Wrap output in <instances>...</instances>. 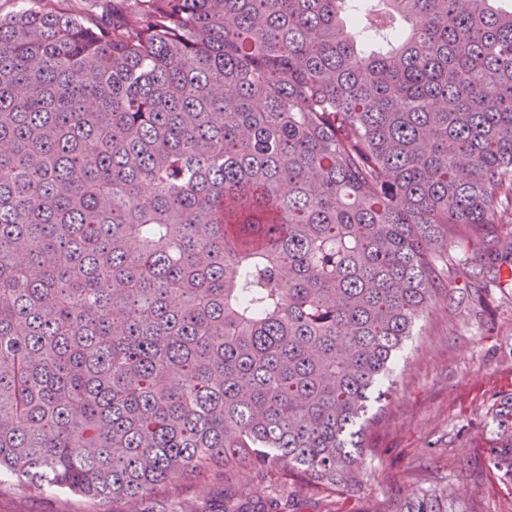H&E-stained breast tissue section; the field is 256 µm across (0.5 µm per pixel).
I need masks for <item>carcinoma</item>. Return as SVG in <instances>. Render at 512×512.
Instances as JSON below:
<instances>
[{
  "mask_svg": "<svg viewBox=\"0 0 512 512\" xmlns=\"http://www.w3.org/2000/svg\"><path fill=\"white\" fill-rule=\"evenodd\" d=\"M67 2L0 15V476L353 491L448 239L512 290V7Z\"/></svg>",
  "mask_w": 512,
  "mask_h": 512,
  "instance_id": "carcinoma-1",
  "label": "carcinoma"
}]
</instances>
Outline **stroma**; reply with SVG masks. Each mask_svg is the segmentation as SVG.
Listing matches in <instances>:
<instances>
[{"instance_id": "1", "label": "stroma", "mask_w": 512, "mask_h": 512, "mask_svg": "<svg viewBox=\"0 0 512 512\" xmlns=\"http://www.w3.org/2000/svg\"><path fill=\"white\" fill-rule=\"evenodd\" d=\"M382 389L368 411L376 422L364 440L361 488L327 496L288 486V512H396L417 475L448 491L435 512H512V480L488 463L489 427L500 401L512 396V294L477 282L463 302L452 291L435 295ZM228 491L246 512L274 493L241 468L229 485L196 479L178 498L183 512H221ZM86 509L65 491L32 495L0 484V512Z\"/></svg>"}]
</instances>
